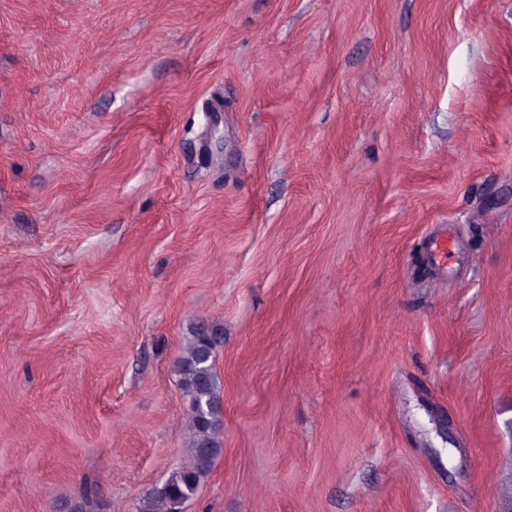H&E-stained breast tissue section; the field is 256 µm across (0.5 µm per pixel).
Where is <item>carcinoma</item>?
Segmentation results:
<instances>
[{
	"label": "carcinoma",
	"mask_w": 512,
	"mask_h": 512,
	"mask_svg": "<svg viewBox=\"0 0 512 512\" xmlns=\"http://www.w3.org/2000/svg\"><path fill=\"white\" fill-rule=\"evenodd\" d=\"M217 331L200 324L191 330L175 364L183 397L192 421L188 459L161 487L138 499L136 512H177L198 491L221 455L222 388L215 368Z\"/></svg>",
	"instance_id": "1"
}]
</instances>
